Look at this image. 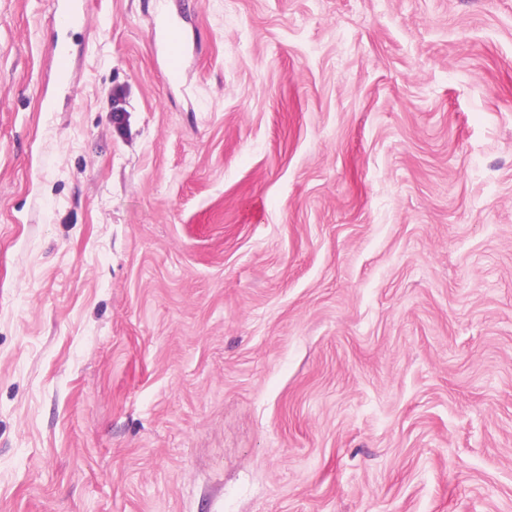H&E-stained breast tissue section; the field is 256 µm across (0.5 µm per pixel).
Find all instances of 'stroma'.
Listing matches in <instances>:
<instances>
[{
	"mask_svg": "<svg viewBox=\"0 0 512 512\" xmlns=\"http://www.w3.org/2000/svg\"><path fill=\"white\" fill-rule=\"evenodd\" d=\"M194 2L0 0V512H512V0ZM58 19L65 26H86L87 15L78 7L76 0H56ZM165 64L171 78H178L185 59L183 26L174 21H164L161 26Z\"/></svg>",
	"mask_w": 512,
	"mask_h": 512,
	"instance_id": "35a3bbf8",
	"label": "stroma"
}]
</instances>
